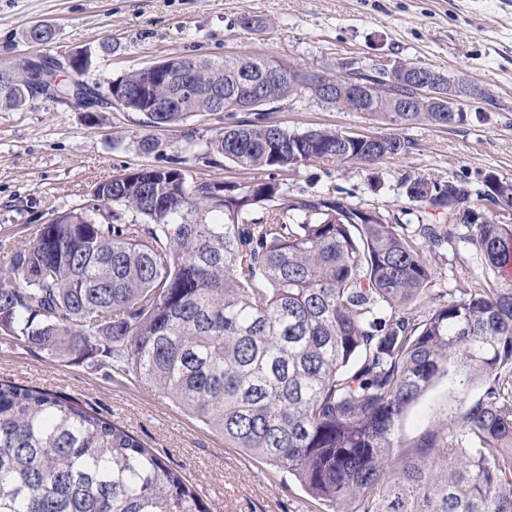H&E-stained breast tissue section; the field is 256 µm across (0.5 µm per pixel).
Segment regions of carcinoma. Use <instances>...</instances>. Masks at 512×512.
Returning <instances> with one entry per match:
<instances>
[{
	"label": "carcinoma",
	"instance_id": "carcinoma-1",
	"mask_svg": "<svg viewBox=\"0 0 512 512\" xmlns=\"http://www.w3.org/2000/svg\"><path fill=\"white\" fill-rule=\"evenodd\" d=\"M161 73L108 86L152 127L224 111L252 88L253 119L224 128L197 158L221 155L268 173L224 183V198L189 167H146L99 183L97 204L40 225L0 268V333L49 355L100 351L112 369L152 383L224 442L298 481L335 512H512V283L434 296L427 253L465 240L483 263L512 264V228L471 207L466 180L416 177L400 187L430 208L416 226L340 196L281 206L278 173L314 158L375 164L407 151L411 125L467 122L451 112H393L391 127L353 139L288 130L266 107L296 95L273 56L171 57ZM23 57L0 68V109L34 98ZM180 91L169 112L151 101ZM512 208V184L486 185ZM263 215L254 218L257 209ZM466 209L468 235L455 216ZM127 210L147 222H121ZM448 380V421L409 443L396 425ZM478 399L470 400L474 389ZM0 512H207L182 476L132 433L55 394L0 383Z\"/></svg>",
	"mask_w": 512,
	"mask_h": 512
}]
</instances>
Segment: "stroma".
Segmentation results:
<instances>
[{"label":"stroma","mask_w":512,"mask_h":512,"mask_svg":"<svg viewBox=\"0 0 512 512\" xmlns=\"http://www.w3.org/2000/svg\"><path fill=\"white\" fill-rule=\"evenodd\" d=\"M255 27L244 26V19ZM51 25L54 40L36 45L28 32ZM85 51L101 87L173 56L221 59L267 54L309 70L331 71L339 58L364 65L383 58L461 75L488 87L490 101L468 107L454 128L403 129L407 153L375 165L313 159L285 174L289 197L330 194L414 224L421 211L399 184L407 177L442 181L495 174L512 183V0H0V65L18 54L60 57ZM239 112L188 117L176 127L147 126L139 112H85L47 98L0 111V266L9 242H28L41 224L91 204L97 184L143 167L196 166L184 132L207 141L242 120ZM268 122L291 130L376 133L364 112H340L312 99L275 103ZM159 143L144 151L145 138ZM434 286L448 300L462 290L501 284L474 245L429 254ZM0 382L44 390L121 424L202 496L209 512H331L297 481L239 449L184 413L152 384L72 356H50L0 335ZM451 398L437 381L411 405L397 430L404 439L445 423Z\"/></svg>","instance_id":"obj_1"}]
</instances>
